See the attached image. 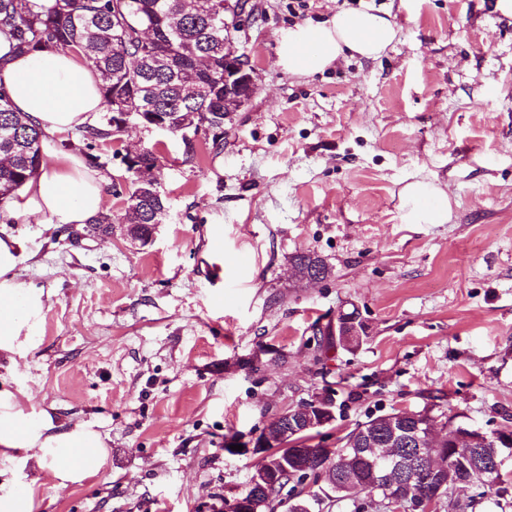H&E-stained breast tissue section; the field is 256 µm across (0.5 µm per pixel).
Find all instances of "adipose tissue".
I'll return each mask as SVG.
<instances>
[{"label":"adipose tissue","instance_id":"adipose-tissue-1","mask_svg":"<svg viewBox=\"0 0 512 512\" xmlns=\"http://www.w3.org/2000/svg\"><path fill=\"white\" fill-rule=\"evenodd\" d=\"M396 35L389 14L339 11L327 21L285 31L278 63L294 75L312 74L348 58H378ZM0 90L16 112L44 133L40 168L14 200V212L50 227L91 223L103 210L108 178L59 142L62 135L95 125L104 111L97 72L69 50L15 53L12 40L0 32ZM403 208L405 223L444 224L450 204L446 192L417 181L405 187ZM21 257L16 237H0V351L23 356L32 347L44 302L41 293L21 287ZM18 452L36 458L57 490L99 474L108 462L96 432L80 426L58 431L52 421L32 422L14 394L3 389L0 460H12Z\"/></svg>","mask_w":512,"mask_h":512}]
</instances>
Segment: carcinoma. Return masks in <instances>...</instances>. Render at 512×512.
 Masks as SVG:
<instances>
[{
  "label": "carcinoma",
  "instance_id": "obj_1",
  "mask_svg": "<svg viewBox=\"0 0 512 512\" xmlns=\"http://www.w3.org/2000/svg\"><path fill=\"white\" fill-rule=\"evenodd\" d=\"M8 30L16 49L41 52L58 48L82 55L98 72L106 106L105 121L80 133L89 165H100V156L90 152L92 143L116 137L112 116L116 112H176L188 119L194 112H209L224 121V38H236L239 29L224 27V0H54L42 11L33 10L30 0H0V30ZM41 132L25 116L14 112L8 97L0 91V214L7 213L11 199L35 174L40 165ZM162 210L155 201L132 217L147 234L160 223L155 212ZM321 262L322 274L330 272L321 256L311 250L291 255L300 269L299 279L310 270L311 257ZM383 416L370 417L343 437L333 449L336 484L343 491L334 498L348 496L358 487L373 491L378 471L350 454V448L368 453L382 447ZM304 463L309 472L297 473L293 463L283 466L287 453L269 455L266 466L279 473L261 494L258 512L288 503V512H316L328 497L320 479L316 449L305 447ZM507 446L487 435L484 446L472 448L453 435L442 448L422 451L421 469L406 475L403 504L416 512H426L434 482L479 480V466L471 461L491 460V454H504ZM315 486L306 493L304 481Z\"/></svg>",
  "mask_w": 512,
  "mask_h": 512
}]
</instances>
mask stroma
Masks as SVG:
<instances>
[{
	"label": "stroma",
	"mask_w": 512,
	"mask_h": 512,
	"mask_svg": "<svg viewBox=\"0 0 512 512\" xmlns=\"http://www.w3.org/2000/svg\"><path fill=\"white\" fill-rule=\"evenodd\" d=\"M239 46L258 90L187 160L180 138L131 126L95 144L120 217L127 149L156 147L167 213L153 241L54 229L8 213L18 281L42 292L35 347L0 353V390L54 425L100 434L108 464L54 491L40 464H0L33 512H199L244 493L256 458L224 450L284 407L332 395L334 448L371 415L432 397L473 428L512 419V16L496 0H251ZM389 12L377 60L312 76L277 64L284 30L339 10ZM449 197L444 224H407L401 192ZM317 252L328 279L288 258ZM358 311L368 335L315 360L314 332ZM512 512L471 484L432 512Z\"/></svg>",
	"instance_id": "35a3bbf8"
}]
</instances>
